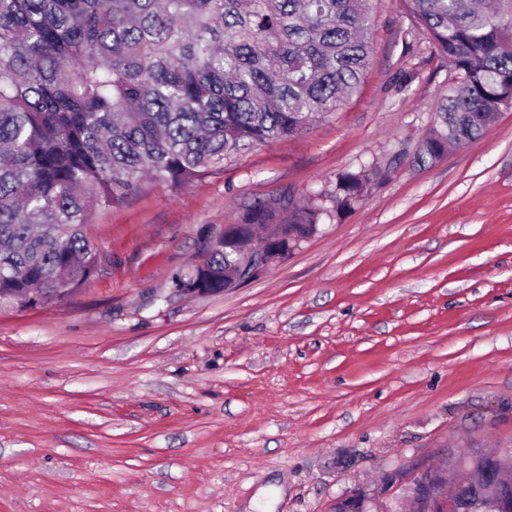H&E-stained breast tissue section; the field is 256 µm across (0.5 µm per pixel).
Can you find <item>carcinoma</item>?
Wrapping results in <instances>:
<instances>
[{
    "label": "carcinoma",
    "mask_w": 512,
    "mask_h": 512,
    "mask_svg": "<svg viewBox=\"0 0 512 512\" xmlns=\"http://www.w3.org/2000/svg\"><path fill=\"white\" fill-rule=\"evenodd\" d=\"M458 75L413 163L481 136L512 110V0H407ZM370 0H0V300L47 305L100 266L93 212L154 181L176 190L259 144L326 121L366 73ZM371 172L341 174L352 200ZM323 210L266 203L237 227L284 240ZM239 262L219 239L204 284ZM459 469L493 474L480 449ZM469 512H512L470 490Z\"/></svg>",
    "instance_id": "cac0c4a2"
}]
</instances>
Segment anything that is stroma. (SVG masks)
I'll return each mask as SVG.
<instances>
[{
    "mask_svg": "<svg viewBox=\"0 0 512 512\" xmlns=\"http://www.w3.org/2000/svg\"><path fill=\"white\" fill-rule=\"evenodd\" d=\"M342 110L173 190L97 210L72 298L0 307V512H334L446 449H512V111L412 158L453 73L406 0H373ZM387 169L337 210L340 174ZM317 232L256 281L176 286L258 203Z\"/></svg>",
    "mask_w": 512,
    "mask_h": 512,
    "instance_id": "1",
    "label": "stroma"
}]
</instances>
